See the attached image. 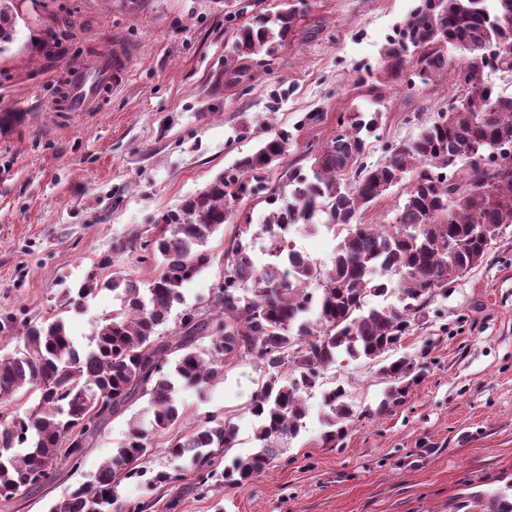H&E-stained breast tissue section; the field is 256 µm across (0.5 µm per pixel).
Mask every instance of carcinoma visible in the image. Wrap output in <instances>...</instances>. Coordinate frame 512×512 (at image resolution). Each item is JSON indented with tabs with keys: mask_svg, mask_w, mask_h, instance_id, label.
I'll return each mask as SVG.
<instances>
[{
	"mask_svg": "<svg viewBox=\"0 0 512 512\" xmlns=\"http://www.w3.org/2000/svg\"><path fill=\"white\" fill-rule=\"evenodd\" d=\"M14 2L0 0V51L16 34ZM296 25V10L288 8L241 26L225 60L230 83L241 81L253 57L274 56ZM449 46L462 53L459 71L470 74L469 83L415 137L390 145L382 163H364L379 113L353 109L339 114L338 132L314 157L311 173L293 170L271 184L272 164L290 145L288 131L277 129L167 214L152 239L112 242L115 254L141 251L140 262H154L150 279L114 270L102 282L94 270L68 289V311L80 309L101 286L119 301V309L97 320L85 349H78L60 316L22 322V349L0 357V400L24 389L38 399L21 415L0 414L1 499L54 479L62 466L78 469L89 436L146 396L151 429L131 423L95 477L49 510L111 512L121 483L146 473L150 436L178 420V391L205 390L240 359L263 372L250 406L256 451L222 464L239 444V429L211 416L165 451L185 459L204 490L244 487L281 444L299 435L307 416L304 394L326 370L339 361L378 360L397 348L425 318L431 300L448 294L458 272L483 262L494 235L512 224V163L493 155L512 152V93L488 79L490 69L512 74V0H423L381 52L386 80L411 71L425 81L447 70ZM405 178L395 223H360L361 213ZM250 197L273 206L266 224L256 231L247 222L237 225L224 247V281L212 288L210 302L184 310L160 333L182 303L183 286L212 264L209 238ZM298 224L339 237L331 267L294 249L289 235ZM257 235L268 240L263 264L252 253ZM393 291L397 302L389 303ZM380 371L390 379L387 396L394 400L418 376L407 357ZM346 398L340 385L323 392L326 445L337 444L338 423L353 416Z\"/></svg>",
	"mask_w": 512,
	"mask_h": 512,
	"instance_id": "cac0c4a2",
	"label": "carcinoma"
}]
</instances>
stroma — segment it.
<instances>
[{"instance_id":"35a3bbf8","label":"stroma","mask_w":512,"mask_h":512,"mask_svg":"<svg viewBox=\"0 0 512 512\" xmlns=\"http://www.w3.org/2000/svg\"><path fill=\"white\" fill-rule=\"evenodd\" d=\"M418 2L21 0L17 34L0 51V325L60 315L85 347L96 318L119 303L103 288L82 310L63 313L66 288L107 257L112 268L149 279L152 265L113 254V241L150 239L169 212L254 152L265 124L292 134L272 180L309 167L310 150L335 136L339 113L370 106L380 52ZM290 4L300 21L286 45L254 57L252 79L225 84L237 28ZM116 35L138 48L128 83L99 111H50L51 87ZM460 57L449 49L447 71L428 83L385 87L367 163L383 162L387 146L417 135L455 100ZM234 231L228 223L210 238L214 260L184 286L182 309L207 300L223 279ZM404 355L423 375L402 401L386 402L380 361L336 364L305 394L299 437L260 477L204 494L165 447L169 434H188L211 415L239 428L230 456L254 452L249 404L261 373L235 362L206 397L180 392L179 420L153 436L149 472L173 481L125 482L121 500L150 501V512H495L499 495L512 500V226L390 353ZM338 385L354 417L340 445L327 448L322 393ZM147 407L142 398L108 420L77 471L62 469L48 485L0 500V512H48L96 475Z\"/></svg>"}]
</instances>
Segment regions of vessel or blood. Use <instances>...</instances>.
I'll return each mask as SVG.
<instances>
[{"mask_svg":"<svg viewBox=\"0 0 512 512\" xmlns=\"http://www.w3.org/2000/svg\"><path fill=\"white\" fill-rule=\"evenodd\" d=\"M135 49L132 43L113 36L109 51L69 68L51 98L56 112H90L98 100L123 87L129 80Z\"/></svg>","mask_w":512,"mask_h":512,"instance_id":"obj_1","label":"vessel or blood"}]
</instances>
